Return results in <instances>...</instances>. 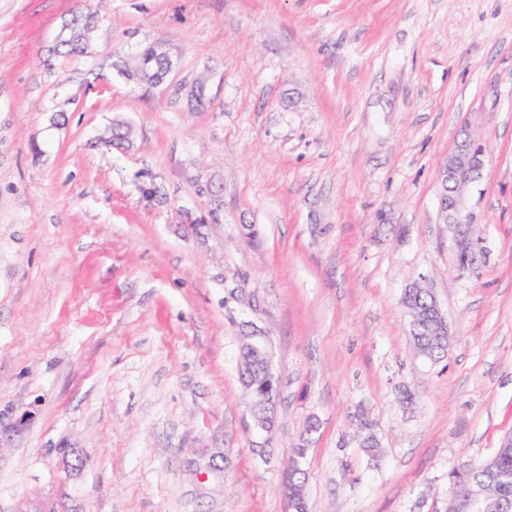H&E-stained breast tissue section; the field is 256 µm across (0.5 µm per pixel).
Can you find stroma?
<instances>
[{
	"label": "stroma",
	"instance_id": "obj_1",
	"mask_svg": "<svg viewBox=\"0 0 512 512\" xmlns=\"http://www.w3.org/2000/svg\"><path fill=\"white\" fill-rule=\"evenodd\" d=\"M94 8L87 52L55 55ZM147 45L162 84L117 69ZM116 120L133 148L102 143ZM465 134L472 272L437 183ZM422 275L451 334L435 364L401 306ZM0 413L24 423L0 512H288L303 438L307 512H446L449 471L512 431V0H0ZM250 330L246 333L247 345L251 351L262 359L267 372V380L272 381L275 373L272 367V356L264 333L249 325ZM242 342L239 350V373L241 383L246 392L252 398V420L257 429L261 431L273 430L277 422V408L261 403L259 385L263 375V364L261 360L253 356L249 348Z\"/></svg>",
	"mask_w": 512,
	"mask_h": 512
}]
</instances>
